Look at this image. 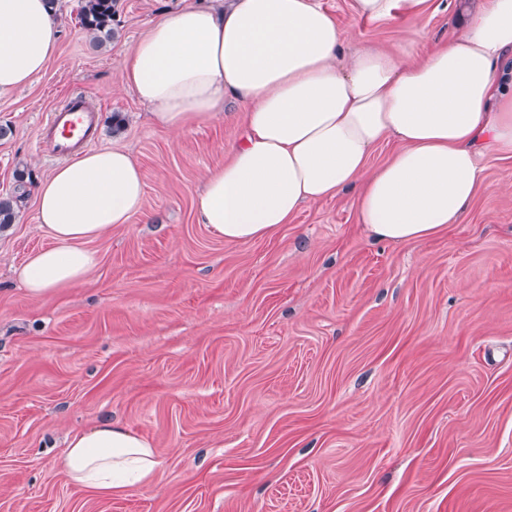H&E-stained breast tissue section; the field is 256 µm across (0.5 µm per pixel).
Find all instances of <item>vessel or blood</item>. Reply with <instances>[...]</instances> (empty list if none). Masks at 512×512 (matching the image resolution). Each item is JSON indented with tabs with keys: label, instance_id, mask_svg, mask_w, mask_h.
I'll use <instances>...</instances> for the list:
<instances>
[{
	"label": "vessel or blood",
	"instance_id": "1",
	"mask_svg": "<svg viewBox=\"0 0 512 512\" xmlns=\"http://www.w3.org/2000/svg\"><path fill=\"white\" fill-rule=\"evenodd\" d=\"M45 127L58 156L94 142L99 135L96 115L80 97L69 99L65 105L51 112Z\"/></svg>",
	"mask_w": 512,
	"mask_h": 512
}]
</instances>
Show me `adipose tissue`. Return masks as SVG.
<instances>
[{
	"mask_svg": "<svg viewBox=\"0 0 512 512\" xmlns=\"http://www.w3.org/2000/svg\"><path fill=\"white\" fill-rule=\"evenodd\" d=\"M60 27L48 0H0V96L31 84ZM344 34L319 0H190L130 49L122 80L177 132L234 104L245 134L196 198L199 223L227 241L268 237L300 207L351 190L359 224L391 242L420 241L466 212L487 153L512 157V0L448 14V40L428 58L366 48L339 64ZM400 147L372 166V150ZM143 173L124 149L76 154L36 189L52 246L18 271L41 296L83 282L85 244L140 214ZM68 481L122 495L152 486L150 442L101 421L70 436L57 462Z\"/></svg>",
	"mask_w": 512,
	"mask_h": 512,
	"instance_id": "adipose-tissue-1",
	"label": "adipose tissue"
}]
</instances>
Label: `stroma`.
Here are the masks:
<instances>
[{
  "instance_id": "obj_1",
  "label": "stroma",
  "mask_w": 512,
  "mask_h": 512,
  "mask_svg": "<svg viewBox=\"0 0 512 512\" xmlns=\"http://www.w3.org/2000/svg\"><path fill=\"white\" fill-rule=\"evenodd\" d=\"M319 2L350 50L412 25ZM185 3L118 0L95 50L59 0L54 57L0 97V196L59 165L40 130L81 95L154 217L90 242L85 281L40 297L14 275L52 244L35 193L0 230V512H512V157L484 158L462 220L426 240L369 237L342 192L225 241L195 194L244 113L178 135L122 82L128 48ZM106 419L155 448V485L101 497L58 470L67 437Z\"/></svg>"
}]
</instances>
